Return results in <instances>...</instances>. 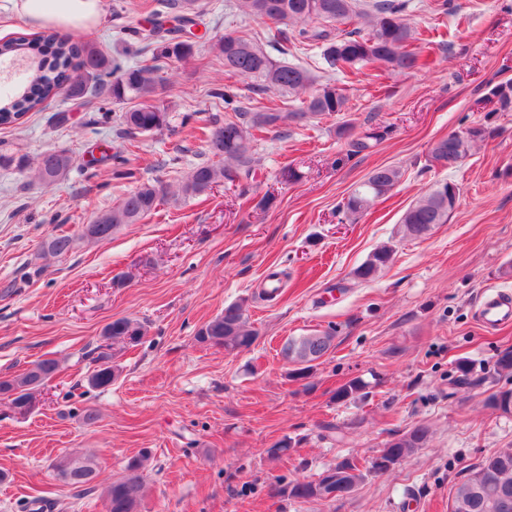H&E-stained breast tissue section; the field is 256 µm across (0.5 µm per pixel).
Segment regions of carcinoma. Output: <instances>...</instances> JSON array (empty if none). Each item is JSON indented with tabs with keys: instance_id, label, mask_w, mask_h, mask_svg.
Wrapping results in <instances>:
<instances>
[{
	"instance_id": "obj_1",
	"label": "carcinoma",
	"mask_w": 512,
	"mask_h": 512,
	"mask_svg": "<svg viewBox=\"0 0 512 512\" xmlns=\"http://www.w3.org/2000/svg\"><path fill=\"white\" fill-rule=\"evenodd\" d=\"M168 13L157 12L146 38L161 43L159 56L185 59L189 57L199 35L192 31L201 16L198 0H164ZM245 15L264 20L274 26L272 38L288 47L314 46L320 49L325 69L342 75L355 74L365 64L378 65L381 72L402 74L421 66L419 47L428 42L425 32L410 27L404 19L409 0H375L368 9L357 6V0H238ZM341 24H353L350 31L339 29ZM224 57V74L230 78H250L262 92L288 94L299 99L297 108L286 111L259 107L244 112L235 95L222 87L211 90V96L224 101V108L235 113L214 125L207 135L208 151L217 161L193 168L179 186L188 197L200 196L213 185L229 182L247 194L256 160L253 156L257 133L276 131L286 122L300 123L307 118L340 114L348 110L346 88L333 82L315 85L314 75L297 65L281 63L272 58L264 45L249 40L235 31H224L218 39ZM25 56L33 63L27 83L0 99V126H11L29 112L58 96H82L89 100L107 97L115 104H131L121 114L124 134L128 137L126 152L136 147L135 136L160 131L168 124V113L157 104V97L168 79L157 74L158 68L146 60L122 68L112 65L103 49L72 40L56 30L47 28L31 37L0 41V58ZM497 99L498 111L512 112V79L495 85L491 90ZM494 129L475 124L450 132V137L435 141L429 151L430 162L443 158L446 168L460 165L470 155L475 144L490 138ZM384 138V133L369 128L350 140L349 155L361 154ZM113 175L138 186L118 204L93 220L103 222L102 241L111 238L108 231H117L124 224H135L153 214L165 188L150 182H139L137 172L126 167L121 152L112 155ZM72 158L62 152L47 150L36 162L35 175L40 182L51 186L65 178ZM404 172L395 166H380L356 184L344 199L341 211L344 220L354 222L378 200L391 194L401 182ZM459 195L456 185L449 182L432 186L402 214L398 234L402 239H418L429 234L438 224L448 222ZM72 248V238L58 234L41 244L43 253L60 256ZM394 245L384 244L354 272L357 279H374L391 262ZM146 326L128 317L108 323L102 333L103 342L97 346V367L88 377L93 389L107 387L120 373L114 355L109 350L126 348L139 343L146 335ZM257 331L245 316L243 305L234 303L224 312L205 322L196 332L195 340L203 345L220 347L228 353L250 348ZM333 333H310L288 339L283 355L293 366L295 380L309 377L316 361L332 347ZM60 371L53 358L34 362L24 372L0 377V396L8 399L13 410L27 414L36 401L38 389L51 381ZM482 381L475 375L474 365L467 359L455 365L451 384L464 388ZM368 383L353 378L341 385L335 400L345 402L363 395ZM430 430L418 424L400 437L385 443L379 458L396 455L407 459L424 447ZM149 455L142 454L128 461L125 471H138L142 476L113 480L105 489L107 512H138L146 495V476L143 475ZM57 473L74 488L91 484L97 476L93 456L63 458L53 464ZM282 493L301 500H316L311 481H293L281 488ZM449 512H512V448H504L486 457L470 475L458 483Z\"/></svg>"
}]
</instances>
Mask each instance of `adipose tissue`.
<instances>
[{"instance_id":"1","label":"adipose tissue","mask_w":512,"mask_h":512,"mask_svg":"<svg viewBox=\"0 0 512 512\" xmlns=\"http://www.w3.org/2000/svg\"><path fill=\"white\" fill-rule=\"evenodd\" d=\"M101 17V0H14L15 21L35 27L53 24L89 30Z\"/></svg>"}]
</instances>
